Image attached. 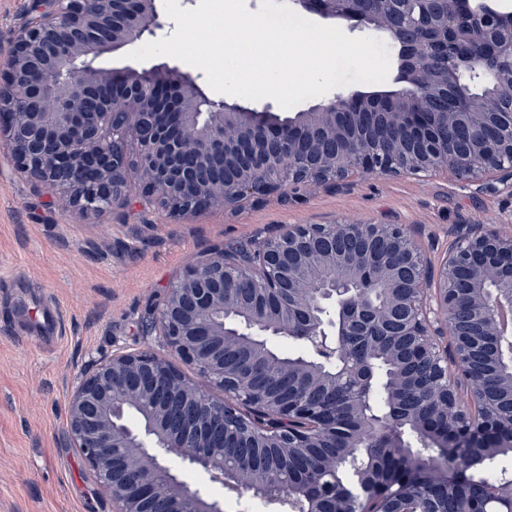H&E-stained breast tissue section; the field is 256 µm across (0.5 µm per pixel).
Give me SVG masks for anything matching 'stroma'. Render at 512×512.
<instances>
[{
    "label": "stroma",
    "instance_id": "obj_1",
    "mask_svg": "<svg viewBox=\"0 0 512 512\" xmlns=\"http://www.w3.org/2000/svg\"><path fill=\"white\" fill-rule=\"evenodd\" d=\"M35 0H0V60L34 15ZM129 205L88 224L69 223L54 192L12 166L0 147V512H111L67 436L78 375L116 350L158 346L152 314L189 258L216 246L261 249L291 224H403L427 264L438 267L462 225L512 226V188L446 173L359 171L314 194L289 187L238 208L174 218L131 184ZM60 305L55 345L31 327L40 307ZM224 512H278L183 469Z\"/></svg>",
    "mask_w": 512,
    "mask_h": 512
}]
</instances>
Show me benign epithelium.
Returning a JSON list of instances; mask_svg holds the SVG:
<instances>
[{
    "label": "benign epithelium",
    "instance_id": "1",
    "mask_svg": "<svg viewBox=\"0 0 512 512\" xmlns=\"http://www.w3.org/2000/svg\"><path fill=\"white\" fill-rule=\"evenodd\" d=\"M297 2L399 45L400 88L338 94L272 120L271 106L216 102L176 68L95 66L162 26L155 0H36V15L0 64V140L17 170L55 191L73 224L127 204L133 169L142 195L175 217L233 208L291 184L314 192L327 174L351 170H444L512 186V125H501L488 94L464 97L463 112L450 97L464 77L495 92L512 87V11L500 0H420L418 13L413 0ZM460 11L479 22L464 72L434 62L448 58ZM269 166L277 179L260 178ZM511 311L512 230L461 233L434 271L401 224L290 225L254 255L228 258L216 247L188 263L157 308L165 352H115L82 374L69 400L68 438L112 512H223L180 477V466L256 498L275 476L224 463V449L321 448L345 411L362 425L350 453L388 449L390 479L356 469L366 485L360 512H431L428 489L454 485L463 461L497 454L512 436V405L506 413L482 390L491 377L512 400V357L497 343ZM371 324L394 337L405 366L377 386L372 366L351 362L339 340ZM328 335L324 352L342 360L338 372L305 357L281 361L268 349L271 336ZM418 390L437 417L404 416L406 395ZM372 396L386 421L367 413ZM130 410L141 413L140 427L128 425ZM486 482L495 492L465 498L454 512H491L493 503L512 512V478L490 473ZM316 487L313 477L261 500L286 506L300 492L306 512H335L320 507Z\"/></svg>",
    "mask_w": 512,
    "mask_h": 512
}]
</instances>
